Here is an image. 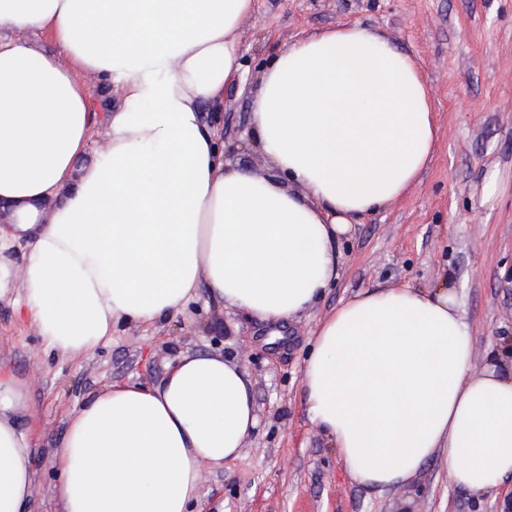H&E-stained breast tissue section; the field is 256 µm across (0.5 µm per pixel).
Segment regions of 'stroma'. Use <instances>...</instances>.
<instances>
[{
  "label": "stroma",
  "instance_id": "obj_1",
  "mask_svg": "<svg viewBox=\"0 0 512 512\" xmlns=\"http://www.w3.org/2000/svg\"><path fill=\"white\" fill-rule=\"evenodd\" d=\"M361 22L423 66L439 140L432 160L400 199L339 243L335 281L290 319L285 341L205 292L149 322L121 321L112 339L80 355L46 350L13 295L0 297V364L28 387L15 420L34 439L32 512H64L55 487L59 447L75 408L116 384L159 383L184 356L222 355L251 385L258 418L236 459L203 467L199 512H512V486L481 497L455 485L441 457L384 494L355 484L329 439L309 419L303 368L322 321L356 294L381 287L456 288L472 326V373L512 341V0H257L235 32L246 81L224 87L220 106H201L230 167L270 176L275 167L253 134V104L275 59L297 40ZM93 122L82 164L109 144L121 90L81 71Z\"/></svg>",
  "mask_w": 512,
  "mask_h": 512
}]
</instances>
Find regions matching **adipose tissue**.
<instances>
[{
  "mask_svg": "<svg viewBox=\"0 0 512 512\" xmlns=\"http://www.w3.org/2000/svg\"><path fill=\"white\" fill-rule=\"evenodd\" d=\"M255 0H0V32H40L71 58L0 39V209L32 231L21 282L0 263L46 349L78 355L119 321L178 311L198 288L283 325L335 279L353 220L403 196L438 141L419 61L357 22L302 38L265 73L255 133L279 174L224 164L199 110L241 75L234 34ZM122 90L110 143L79 166L89 93ZM454 289L377 288L316 333L302 387L350 477L377 493L435 455L482 496L512 480V370L471 374ZM25 384L0 366V512H29ZM258 423L245 372L181 359L161 383L82 402L61 443L66 512H193L202 466L238 456Z\"/></svg>",
  "mask_w": 512,
  "mask_h": 512,
  "instance_id": "obj_1",
  "label": "adipose tissue"
}]
</instances>
